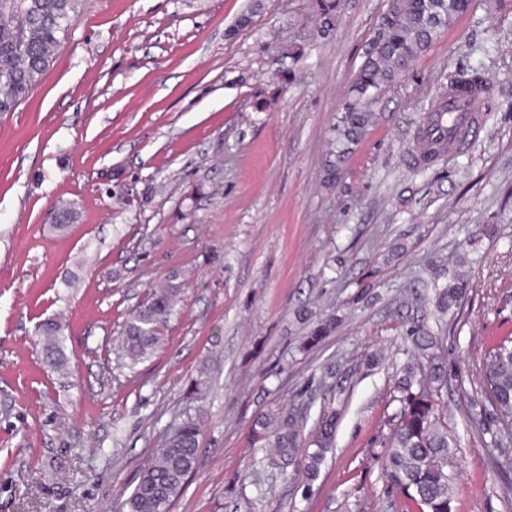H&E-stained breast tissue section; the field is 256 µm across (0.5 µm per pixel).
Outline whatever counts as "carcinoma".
<instances>
[{"label":"carcinoma","instance_id":"1","mask_svg":"<svg viewBox=\"0 0 512 512\" xmlns=\"http://www.w3.org/2000/svg\"><path fill=\"white\" fill-rule=\"evenodd\" d=\"M82 0H0V112H13L40 83L62 40L78 17ZM460 16L457 0H398L382 17L364 60L354 72L336 125V166L340 172L352 146L368 127L374 106L409 72L415 60ZM487 91L474 71L458 69L448 91ZM468 280L455 275L438 293L437 308L444 312L460 304ZM180 286L169 284L154 291L134 309L122 327L120 342L135 364L146 358L161 341V329L179 303ZM43 358L61 370L67 363L64 326L51 319L37 327ZM410 338L425 363L409 362L395 383L399 403L395 424L381 467L389 484L422 512H453V479L448 467L454 441L448 437V405L439 398L448 386L447 364L438 337L421 327ZM486 398L497 419L512 426V344L502 342L482 360ZM336 416L317 423L307 455L299 453L302 426L279 412L262 414L254 422L252 439L276 448L288 465L298 468L312 482L326 453L332 448ZM200 429L183 422L158 449L138 482L122 502L124 512H171L198 459Z\"/></svg>","mask_w":512,"mask_h":512}]
</instances>
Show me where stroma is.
Masks as SVG:
<instances>
[{
  "label": "stroma",
  "instance_id": "1",
  "mask_svg": "<svg viewBox=\"0 0 512 512\" xmlns=\"http://www.w3.org/2000/svg\"><path fill=\"white\" fill-rule=\"evenodd\" d=\"M323 2L85 0L0 113V512H120L187 418L198 461L172 512H392L381 460L417 325L448 363L455 512H512V437L469 416L483 354L512 337V0H472L332 182L337 109L387 0H337L326 36ZM461 65L490 86L485 129L412 166ZM458 271L467 293L440 314ZM174 277L163 340L130 365L122 325ZM56 315L63 373L36 334ZM270 409L303 419L306 448L336 414L312 486L252 444Z\"/></svg>",
  "mask_w": 512,
  "mask_h": 512
}]
</instances>
